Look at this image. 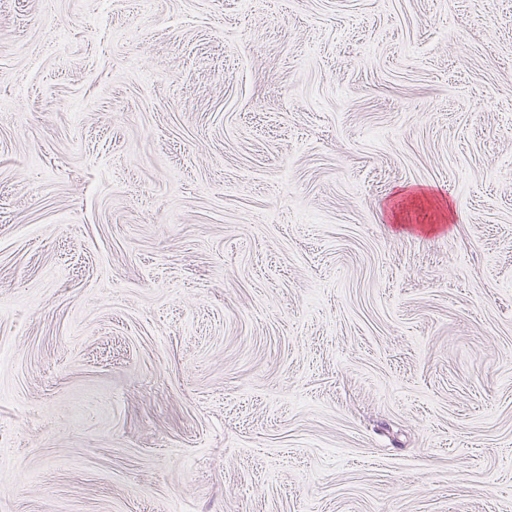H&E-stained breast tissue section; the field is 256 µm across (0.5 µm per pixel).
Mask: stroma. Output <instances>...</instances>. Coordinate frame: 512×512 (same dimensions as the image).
I'll return each mask as SVG.
<instances>
[{
  "mask_svg": "<svg viewBox=\"0 0 512 512\" xmlns=\"http://www.w3.org/2000/svg\"><path fill=\"white\" fill-rule=\"evenodd\" d=\"M0 512H512V0H0Z\"/></svg>",
  "mask_w": 512,
  "mask_h": 512,
  "instance_id": "35a3bbf8",
  "label": "stroma"
}]
</instances>
